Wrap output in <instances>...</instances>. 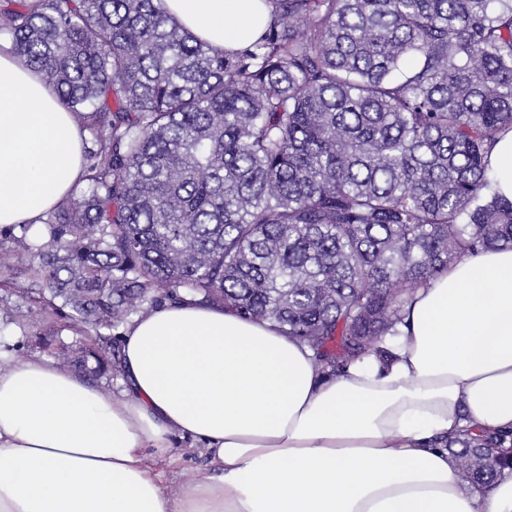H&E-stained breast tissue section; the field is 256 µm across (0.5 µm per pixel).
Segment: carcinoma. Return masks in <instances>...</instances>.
I'll list each match as a JSON object with an SVG mask.
<instances>
[{
  "label": "carcinoma",
  "instance_id": "carcinoma-1",
  "mask_svg": "<svg viewBox=\"0 0 512 512\" xmlns=\"http://www.w3.org/2000/svg\"><path fill=\"white\" fill-rule=\"evenodd\" d=\"M273 21L219 52L163 0H0V35L90 131L85 180L15 226L28 286L68 310L78 367L112 377L101 330L186 294L307 344L341 372L397 334L438 272L512 248L493 191L512 130V0H267ZM467 483L512 473L506 438L463 428Z\"/></svg>",
  "mask_w": 512,
  "mask_h": 512
}]
</instances>
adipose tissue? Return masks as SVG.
I'll return each instance as SVG.
<instances>
[{
    "instance_id": "obj_1",
    "label": "adipose tissue",
    "mask_w": 512,
    "mask_h": 512,
    "mask_svg": "<svg viewBox=\"0 0 512 512\" xmlns=\"http://www.w3.org/2000/svg\"><path fill=\"white\" fill-rule=\"evenodd\" d=\"M165 6L219 49L271 21L262 0ZM82 139L55 91L0 49V228L71 194ZM393 352L330 375L275 322L185 300L125 331L122 396L14 359L0 367V512H512V476L474 487L441 445L465 426L512 431V249L418 289ZM175 436L213 468L173 497L160 463Z\"/></svg>"
}]
</instances>
